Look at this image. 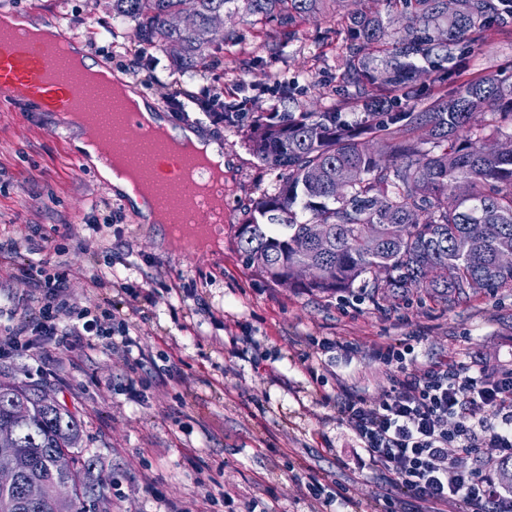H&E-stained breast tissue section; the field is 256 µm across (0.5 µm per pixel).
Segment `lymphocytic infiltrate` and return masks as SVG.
<instances>
[{"mask_svg":"<svg viewBox=\"0 0 512 512\" xmlns=\"http://www.w3.org/2000/svg\"><path fill=\"white\" fill-rule=\"evenodd\" d=\"M63 249L21 271L19 280L38 304V315L20 321L16 308L0 305V348H69L74 338L89 346L132 353L136 342L130 314L79 305L67 293L69 269ZM373 360L391 385L377 398L346 396L337 417L370 465L408 487L426 512H444L461 498L472 512H512V483L497 480L496 462L512 460V367L454 359L421 365L414 344H380ZM303 484L310 512H336L347 488L291 470Z\"/></svg>","mask_w":512,"mask_h":512,"instance_id":"obj_1","label":"lymphocytic infiltrate"}]
</instances>
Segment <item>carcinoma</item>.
<instances>
[{
	"instance_id": "carcinoma-1",
	"label": "carcinoma",
	"mask_w": 512,
	"mask_h": 512,
	"mask_svg": "<svg viewBox=\"0 0 512 512\" xmlns=\"http://www.w3.org/2000/svg\"><path fill=\"white\" fill-rule=\"evenodd\" d=\"M338 0H112V19L138 23L135 38L170 52L182 65L224 57L214 35L224 16L274 22L279 42L296 24ZM386 11L347 14L348 58L343 83L354 105L371 103L387 88L410 103L367 112L352 132L342 111L285 112L255 120L254 155L278 181L256 200L240 225L237 244L246 263L279 286L334 295L366 292L375 305L384 289L403 296L423 289L449 306L495 288H512V266L497 257L512 252V134L492 139L486 128L512 124V78L462 76L461 62L492 32L512 30V0H381ZM190 6L195 25L171 18ZM404 25L394 32L389 14ZM435 77L447 90L426 104L419 80ZM489 116L484 126L474 114ZM323 238L298 251L294 243ZM392 224H408L391 239ZM471 224L500 232L482 249L468 247ZM318 275L300 279L302 266ZM37 384L0 374V421L16 426L14 454L22 478L63 481L70 493L28 506L20 487L0 488V512H85L95 498L96 460L81 448L83 422L67 407L46 406Z\"/></svg>"
}]
</instances>
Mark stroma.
<instances>
[{
    "instance_id": "stroma-1",
    "label": "stroma",
    "mask_w": 512,
    "mask_h": 512,
    "mask_svg": "<svg viewBox=\"0 0 512 512\" xmlns=\"http://www.w3.org/2000/svg\"><path fill=\"white\" fill-rule=\"evenodd\" d=\"M111 0H0V11L46 13L66 25L96 30L112 24ZM369 0H343L336 10L308 17L291 40L274 46L275 23L233 16L224 26L238 39L224 48L219 69L189 78L188 71L147 48L132 71L146 93L160 97L174 83L200 92L224 81L225 101L248 99L250 117L295 112L322 99L349 96L340 75L346 56V19ZM467 73L512 75V33H494L467 59ZM288 79V97L262 87ZM231 192L224 209V250L212 256L171 248L155 228L123 218L88 234L80 219L105 197L102 179L57 134L56 121L34 103L0 99V239L47 238L67 248L70 296L89 294L85 277L112 250L115 279L162 294L135 316L144 384L128 388L125 356L92 350L47 348L0 356V373L52 389L59 403L84 423L82 446L94 455L97 474L111 478L110 512H168L195 501L199 512H224L202 500L201 487L237 488L247 499L274 502L277 512H307L299 485L283 479L288 467L352 489L347 512H381L394 501L418 512L411 491L375 471L350 466L356 443L324 395L373 398L389 389L374 365L381 342L418 337L422 364L444 359L512 363V291L498 289L447 308L425 294L382 306L355 303L342 294L323 296L274 285L255 274L237 246L243 224L263 188L275 179L253 155L248 120L219 129ZM33 251L0 254V299L14 298L23 314L15 277L36 261ZM327 337L345 347L323 355L317 374L306 356L309 338ZM293 449L291 459L280 451Z\"/></svg>"
}]
</instances>
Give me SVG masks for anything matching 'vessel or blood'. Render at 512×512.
Returning <instances> with one entry per match:
<instances>
[{"label":"vessel or blood","mask_w":512,"mask_h":512,"mask_svg":"<svg viewBox=\"0 0 512 512\" xmlns=\"http://www.w3.org/2000/svg\"><path fill=\"white\" fill-rule=\"evenodd\" d=\"M54 66L49 50L37 43L0 52V95L14 101L35 103L41 110L55 114L66 112L79 98L96 101V94L78 81L47 79V72ZM142 148L147 164L161 185H169L178 169V160L163 155L150 143H143Z\"/></svg>","instance_id":"1"}]
</instances>
